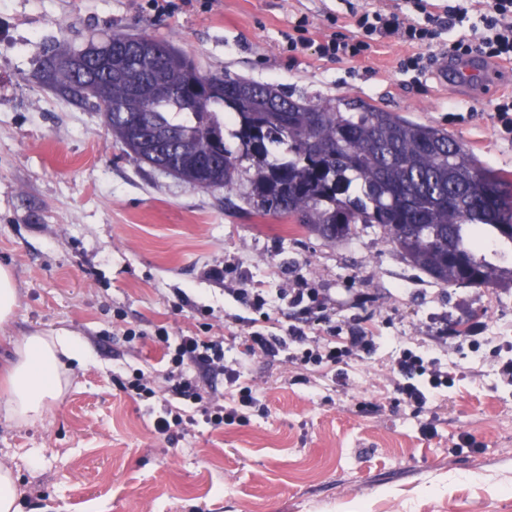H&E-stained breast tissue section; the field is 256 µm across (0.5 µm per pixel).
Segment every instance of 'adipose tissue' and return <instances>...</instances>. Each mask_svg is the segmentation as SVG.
<instances>
[{
    "instance_id": "1",
    "label": "adipose tissue",
    "mask_w": 512,
    "mask_h": 512,
    "mask_svg": "<svg viewBox=\"0 0 512 512\" xmlns=\"http://www.w3.org/2000/svg\"><path fill=\"white\" fill-rule=\"evenodd\" d=\"M86 358L83 343L63 330L21 337L6 366L0 413L18 425L43 419L67 391L73 366L83 365Z\"/></svg>"
}]
</instances>
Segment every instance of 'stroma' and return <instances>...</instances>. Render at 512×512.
I'll return each mask as SVG.
<instances>
[{"instance_id":"stroma-1","label":"stroma","mask_w":512,"mask_h":512,"mask_svg":"<svg viewBox=\"0 0 512 512\" xmlns=\"http://www.w3.org/2000/svg\"><path fill=\"white\" fill-rule=\"evenodd\" d=\"M404 0H0V265L19 288L0 323V374L14 342L66 330L88 358L44 420L0 418V461H14L21 512H512V291L448 287L405 263L380 230L331 243L244 214L238 193L204 190L134 161L96 106L48 87L52 50L112 33L147 34L206 74L237 75L325 102L343 98L448 129L483 162L512 172V135L493 110L512 91L443 87L403 73L408 45L381 38L358 60H288L300 17L308 38H350V6ZM223 271L215 279L213 271ZM313 288L333 324L368 350L335 368L247 359L253 316L237 296ZM466 323L464 336L451 335ZM222 337L226 361L260 408L159 432L158 398L124 387L169 369L158 328ZM140 332L131 343L127 330ZM453 378L439 405H394L403 350ZM469 449L455 451L459 436Z\"/></svg>"}]
</instances>
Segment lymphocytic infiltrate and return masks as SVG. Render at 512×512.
Listing matches in <instances>:
<instances>
[{
    "instance_id": "lymphocytic-infiltrate-1",
    "label": "lymphocytic infiltrate",
    "mask_w": 512,
    "mask_h": 512,
    "mask_svg": "<svg viewBox=\"0 0 512 512\" xmlns=\"http://www.w3.org/2000/svg\"><path fill=\"white\" fill-rule=\"evenodd\" d=\"M418 14L409 20L395 12H383L350 7L356 36L348 40H328L316 47L324 57L339 60H355L365 56L373 41L381 38H396L401 42L418 46V53L408 56L402 66L403 72H414L424 76L435 65L433 56L421 54L424 46L438 45L442 55L460 61L477 58L486 63H512V0H460L456 5H438L434 0H411ZM329 344L305 347L303 328L292 326L286 335L271 336L262 329L251 331L243 337L242 344L248 355L276 357L287 354L289 360L301 368H326L341 363L342 359L367 349V336H344L338 329H330ZM157 339L161 343H174L171 356L172 370L166 375L164 385H157L147 378L137 379V393L156 396L159 390H167L169 397L163 400L162 417L157 422L159 431L171 426L190 423V416L181 409V402L197 405L208 423L231 424L240 417L239 410L258 403L251 386L243 383L237 365L226 363L222 338L203 340L197 336H180L170 339L166 329H159ZM299 344V351H290V344ZM195 366L223 374L227 382L237 385V405H221L206 401L194 378L187 375L188 367ZM398 379L394 386L397 402L422 409L437 397L440 387L447 385L448 374L436 361H425L413 350H404L395 367Z\"/></svg>"
}]
</instances>
